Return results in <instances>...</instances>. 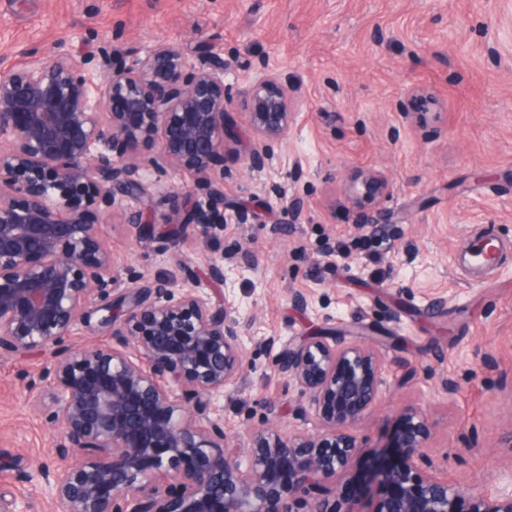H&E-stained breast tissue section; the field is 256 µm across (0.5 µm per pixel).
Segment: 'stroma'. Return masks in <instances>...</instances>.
Segmentation results:
<instances>
[{"mask_svg": "<svg viewBox=\"0 0 512 512\" xmlns=\"http://www.w3.org/2000/svg\"><path fill=\"white\" fill-rule=\"evenodd\" d=\"M161 42L198 65L220 55L233 88L264 67L303 91L265 179L305 198L304 223L247 175L253 135L235 110L224 200H252L256 218L225 224L220 242L191 238L180 264L161 237L181 219L163 193L150 194L151 234L125 226L135 201L104 227L120 288L140 275L207 287L205 263L227 242L254 256L213 294L249 323L246 378L214 400L225 432H318L306 400L273 369L267 341L357 326L385 362L383 400L355 429L362 450L349 471L308 501L384 498L369 474L408 405L427 414L429 453L448 456L449 482L475 492L512 483V253L487 279L456 261L465 240L512 241V0H0V65H22L35 48L94 57L108 43L142 57ZM357 170L390 185L380 207L396 221L376 238L354 224ZM299 292L307 310L290 302ZM45 362L37 353L0 362V512H60L23 479L52 461L59 439L28 401Z\"/></svg>", "mask_w": 512, "mask_h": 512, "instance_id": "obj_1", "label": "stroma"}]
</instances>
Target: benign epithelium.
Returning a JSON list of instances; mask_svg holds the SVG:
<instances>
[{"label": "benign epithelium", "instance_id": "7a95c632", "mask_svg": "<svg viewBox=\"0 0 512 512\" xmlns=\"http://www.w3.org/2000/svg\"><path fill=\"white\" fill-rule=\"evenodd\" d=\"M100 50L106 71L93 83L89 57L35 52L28 64L0 67V360L49 353L32 395L60 437L55 456L38 464V479L62 512H512V490L475 494L441 480L427 454L431 426L423 411L404 408L397 448L401 462L376 483L395 491L374 509L358 500L307 506L305 493L339 478L361 445L353 428L382 399L383 364L356 329L282 345L275 370L308 400L321 422L312 435L273 426L246 437L224 432L212 399L244 376V325L234 305L215 303L202 288L164 278L114 288L112 249L103 218L148 193L144 172L188 173L193 186L167 187L184 211L169 232L175 259L191 236L224 233V185L214 164L224 156L225 117L239 109L257 139L246 154L251 177L278 163L271 143L288 130L301 87L261 68L242 89L224 84V59L202 66L183 48L156 46L132 64ZM158 144L144 163L135 144ZM356 224H388L367 209L388 190L377 174L351 178ZM262 192L301 222L303 197L277 183ZM152 224L129 217L131 233ZM248 265L237 246L208 262L210 282H224V264ZM107 333L115 344L79 343L78 326ZM466 509H461L462 503Z\"/></svg>", "mask_w": 512, "mask_h": 512}]
</instances>
